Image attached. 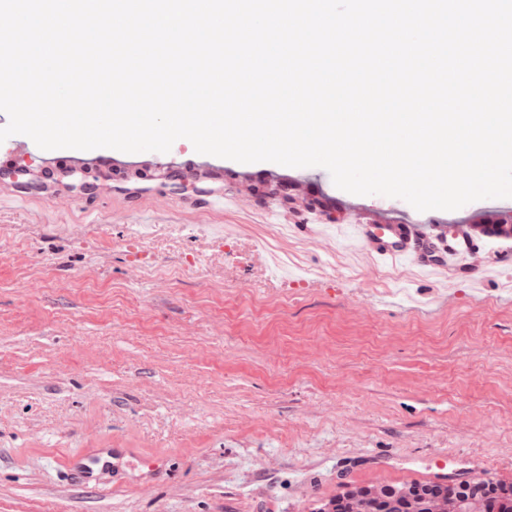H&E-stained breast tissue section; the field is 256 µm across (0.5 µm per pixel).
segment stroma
Returning <instances> with one entry per match:
<instances>
[{"label": "stroma", "mask_w": 512, "mask_h": 512, "mask_svg": "<svg viewBox=\"0 0 512 512\" xmlns=\"http://www.w3.org/2000/svg\"><path fill=\"white\" fill-rule=\"evenodd\" d=\"M195 154L186 139L142 153L124 197L100 169L94 197H50L24 153L0 164V512H313L343 483L406 484L470 455L512 482V241L480 239L476 265L500 272L476 296L274 231L315 202L324 225L375 203L425 222L407 202L335 187L321 202L304 169L271 162L173 188L169 159ZM215 194L225 209L182 207ZM80 448H141L174 476L72 489L62 459Z\"/></svg>", "instance_id": "1"}]
</instances>
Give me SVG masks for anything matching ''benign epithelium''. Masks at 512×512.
<instances>
[{"label":"benign epithelium","instance_id":"1","mask_svg":"<svg viewBox=\"0 0 512 512\" xmlns=\"http://www.w3.org/2000/svg\"><path fill=\"white\" fill-rule=\"evenodd\" d=\"M478 231L494 239H511L512 224H479ZM512 505V483L484 480L410 483L401 486L344 484L333 498L314 512H491Z\"/></svg>","mask_w":512,"mask_h":512}]
</instances>
